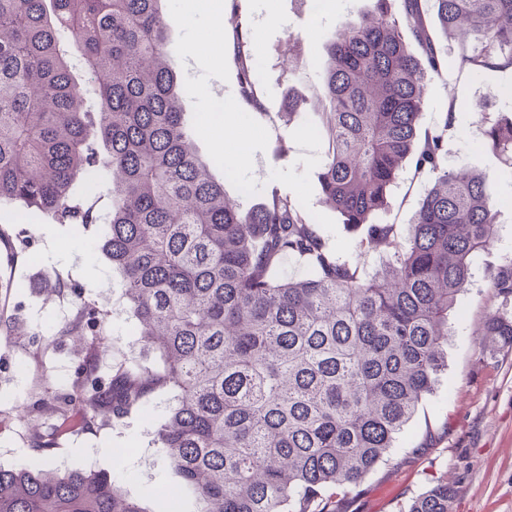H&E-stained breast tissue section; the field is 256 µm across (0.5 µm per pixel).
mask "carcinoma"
<instances>
[{
    "instance_id": "cac0c4a2",
    "label": "carcinoma",
    "mask_w": 512,
    "mask_h": 512,
    "mask_svg": "<svg viewBox=\"0 0 512 512\" xmlns=\"http://www.w3.org/2000/svg\"><path fill=\"white\" fill-rule=\"evenodd\" d=\"M386 2L327 47L322 202L348 229L367 225L341 254L275 190L241 213L198 157L167 64L166 0H0V208L96 224L73 185L91 170L111 173L95 249L158 357L101 376L109 318L85 301L62 329L94 332L79 376L41 405L62 411L74 393L92 425L173 391L158 441L199 512H338L329 491L359 486L434 390L448 313L498 236L495 185L444 162L456 102L439 126L418 128L424 86L441 66L420 0H404L403 25ZM430 2L459 68L512 71V0ZM236 39L239 94L254 102L251 34ZM76 56L96 79L93 112L82 111ZM482 123L486 149L512 169V107L482 110ZM408 161L431 183L402 237L371 219ZM380 241L391 254L371 274L363 260ZM287 258L307 274L282 275ZM489 287L512 295V256ZM481 335L512 337V319L489 314ZM32 431L35 463L0 466V512H146L105 472L49 468L56 441ZM456 496L439 483L408 512H453Z\"/></svg>"
}]
</instances>
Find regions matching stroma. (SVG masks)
I'll use <instances>...</instances> for the list:
<instances>
[{"label":"stroma","instance_id":"35a3bbf8","mask_svg":"<svg viewBox=\"0 0 512 512\" xmlns=\"http://www.w3.org/2000/svg\"><path fill=\"white\" fill-rule=\"evenodd\" d=\"M171 21L169 59L185 90L183 109L204 159L215 160L213 173L228 197L249 210L270 191L296 198L314 217L329 244L348 250L353 236L340 215L321 202L317 173L327 145L320 133L327 44L335 31L358 13L372 11L375 0H167ZM237 17L255 38L252 60L258 70L260 106L243 102L238 91L239 58L229 29L219 32V50L198 54V36L214 20ZM209 79L210 100L199 97L195 78ZM308 100L302 126L289 121L284 96ZM484 99L498 108L512 102V73L487 71L474 76L442 66L429 82L420 130L436 127L448 105L456 121L448 131L447 165L484 171L497 181L499 238L472 266L469 284L451 315L448 367L433 393L420 402L386 460L360 486L344 496L341 512H406L409 501L438 482L459 490L453 512H512V347L498 338L477 335L485 316L504 308L488 286V273L512 256V182L500 176V161L482 145L479 115L471 102ZM231 110L233 134L213 122L217 105ZM247 147L240 173L224 163L226 155ZM430 184L413 166L400 172L383 224L407 233L419 201ZM24 225L35 246L27 257L7 260L9 242L0 243V309L19 313L23 326L0 335V388L17 402H34L68 389L76 379L83 348L62 335L84 299L110 313L112 348L99 365L101 374L124 362H152L156 356L139 341L137 322L126 311L121 287L109 263L91 248L99 225L79 229L44 216L0 210V226ZM170 391L151 394L142 409L108 427L63 436L53 458L61 470L109 472L125 493L147 512H169L156 492L179 478L161 449L157 431L172 403ZM53 413L20 417L0 412V466L30 465L29 427L56 432Z\"/></svg>","mask_w":512,"mask_h":512}]
</instances>
